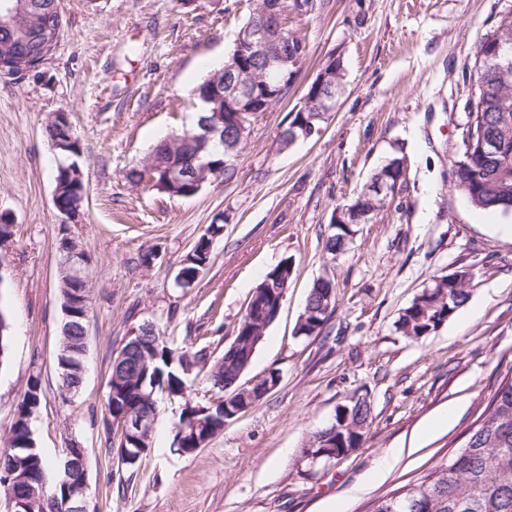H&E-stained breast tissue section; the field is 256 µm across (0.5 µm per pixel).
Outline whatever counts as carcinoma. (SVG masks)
<instances>
[{"mask_svg":"<svg viewBox=\"0 0 512 512\" xmlns=\"http://www.w3.org/2000/svg\"><path fill=\"white\" fill-rule=\"evenodd\" d=\"M28 12L45 25L54 24L59 0H22ZM512 61V18L499 22L495 30L480 42L470 80L473 96L469 101L467 121L461 135L460 156L453 160L456 186L477 210L512 213V154L494 155L484 148L489 142L505 143L512 147V94H508L497 72V64ZM165 147L164 160L169 166H180L186 177L192 178L190 165L197 151L194 141L184 134L170 135L159 141L153 150ZM202 157L227 172L224 144L213 142ZM332 231L325 241L331 254L343 250L348 230L343 224L331 225ZM466 282L448 277L437 279L431 286L433 294H417L410 305L403 309L397 320V329L410 337L429 336L447 322L467 302ZM329 284L316 280L309 292L304 312L311 314L315 325L312 334H319L335 305L328 299ZM264 308L246 309L236 332L239 339L237 351L224 349L222 365L210 360L207 351L174 348L153 325L139 327L137 335L122 347L124 366L111 376L109 384L120 387L106 397L103 411L105 428L111 429L126 409L152 410L146 399L152 390L166 389L176 394L187 390V378L193 370L204 374L218 392L237 385L239 373L251 363L254 356L250 342L254 321L260 319ZM42 389L39 377L30 379L17 410L4 448L0 449V494L5 499H42L43 512H68L78 507L69 502L70 476L62 461L52 462L39 449H31L35 438L29 437L23 416L30 408L41 403ZM208 414L196 415L188 406L184 416L198 417L199 434L212 440L224 430V397L216 404L207 405ZM366 432L355 434L345 428L333 432L327 427L315 435L312 450L320 449L325 441L335 445L343 443L348 448H358ZM176 453L192 454L199 447L196 434L176 432L173 440ZM420 498L419 512H512V378L501 383L486 409L478 417L461 447L447 461L429 470L414 484L405 485L390 495L380 498L373 512H402L401 504L409 497Z\"/></svg>","mask_w":512,"mask_h":512,"instance_id":"1","label":"carcinoma"}]
</instances>
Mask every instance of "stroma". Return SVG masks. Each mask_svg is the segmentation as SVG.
Wrapping results in <instances>:
<instances>
[{
  "label": "stroma",
  "mask_w": 512,
  "mask_h": 512,
  "mask_svg": "<svg viewBox=\"0 0 512 512\" xmlns=\"http://www.w3.org/2000/svg\"><path fill=\"white\" fill-rule=\"evenodd\" d=\"M257 0H61L56 49L23 75L0 74V312L10 323L0 367V441L39 377L31 428L49 458L70 441L86 451L88 512H371L455 453L503 380L512 376V214L474 209L451 166L472 96L469 68L512 0H309L289 13L306 46L293 81L256 113L232 177L190 198L131 183L128 170L164 136L191 127L205 63L232 50ZM344 90L318 135L283 146L290 114L331 55ZM68 113L85 185L78 213L53 203L58 157L46 123ZM405 158L401 185L343 251L325 239L372 173ZM223 229L199 279L175 277L209 224ZM74 237L89 259L88 352L79 392L62 395L57 243ZM289 261L279 318L240 379L279 380L227 421L206 447L172 451L183 408L161 398L152 447L134 471L118 468L102 411L112 361L151 323L212 356L234 337L265 274ZM470 272L469 299L430 336L396 321L435 280ZM330 276L336 307L320 334L296 335L313 282ZM367 396L361 448L341 461L301 458L348 397ZM454 409L448 425L426 424Z\"/></svg>",
  "instance_id": "1"
}]
</instances>
